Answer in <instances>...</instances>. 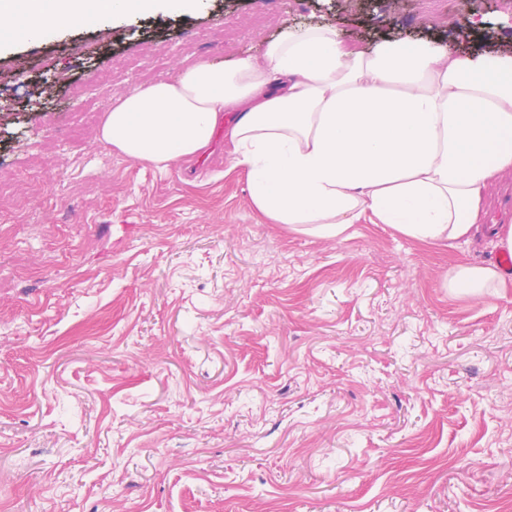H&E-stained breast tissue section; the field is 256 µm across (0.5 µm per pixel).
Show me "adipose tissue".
I'll return each instance as SVG.
<instances>
[{
    "label": "adipose tissue",
    "instance_id": "ef3b65f1",
    "mask_svg": "<svg viewBox=\"0 0 512 512\" xmlns=\"http://www.w3.org/2000/svg\"><path fill=\"white\" fill-rule=\"evenodd\" d=\"M198 2L0 0V33L35 40ZM219 128L268 222L337 237L367 220L453 247L470 240L488 189L512 176V46L464 52L385 37L365 50L314 23L262 57L200 60L117 96L101 136L130 160L166 166L206 149ZM504 283L474 264L448 279L475 299Z\"/></svg>",
    "mask_w": 512,
    "mask_h": 512
}]
</instances>
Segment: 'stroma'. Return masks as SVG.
<instances>
[{"mask_svg": "<svg viewBox=\"0 0 512 512\" xmlns=\"http://www.w3.org/2000/svg\"><path fill=\"white\" fill-rule=\"evenodd\" d=\"M203 0L0 49V512H502L512 506V179L451 249L385 224L267 223L223 130L189 164L81 136L139 74L261 55L319 17L345 40L512 42L503 0ZM504 285L503 273L492 266L460 264L448 278V288L452 292L464 293L474 299L483 295L484 288Z\"/></svg>", "mask_w": 512, "mask_h": 512, "instance_id": "stroma-1", "label": "stroma"}]
</instances>
